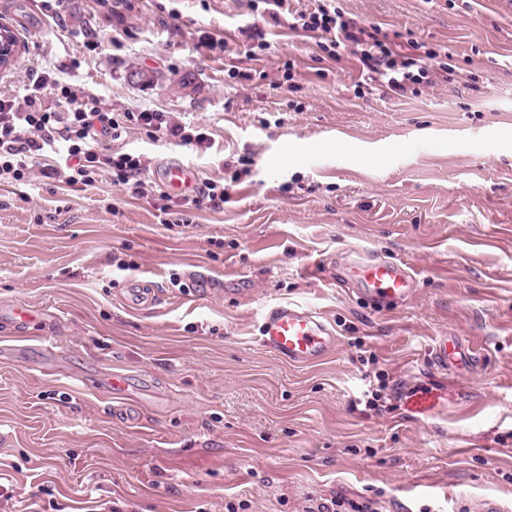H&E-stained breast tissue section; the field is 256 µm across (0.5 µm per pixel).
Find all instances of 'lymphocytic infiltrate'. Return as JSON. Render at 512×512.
<instances>
[{
	"label": "lymphocytic infiltrate",
	"instance_id": "f902f5d3",
	"mask_svg": "<svg viewBox=\"0 0 512 512\" xmlns=\"http://www.w3.org/2000/svg\"><path fill=\"white\" fill-rule=\"evenodd\" d=\"M249 2L262 17L287 20L289 29L317 38L331 59H339L340 47H349L370 79L394 95L419 92L448 74L447 54L417 43L410 52H401L380 26L348 17L339 0H309L300 9L292 8L290 0ZM48 90L54 95L50 105L44 100ZM133 127L145 130L155 143L169 141L195 150L213 145L204 128L173 121L168 113L112 112L95 94L44 74L35 76L23 99L0 97V180L21 182L37 170L70 186H91L108 176L132 196H147L144 154L110 147Z\"/></svg>",
	"mask_w": 512,
	"mask_h": 512
}]
</instances>
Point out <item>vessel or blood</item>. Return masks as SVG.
<instances>
[{"mask_svg":"<svg viewBox=\"0 0 512 512\" xmlns=\"http://www.w3.org/2000/svg\"><path fill=\"white\" fill-rule=\"evenodd\" d=\"M192 185L189 166L177 161L165 171V186L175 192ZM348 272L361 286L364 296L376 304L408 299L414 278L408 268L398 262L369 255L349 264ZM37 317L24 305L0 308V324L15 332H23ZM337 337L326 319L313 309L295 304L269 308L260 325L261 345L291 364L314 363L326 358L336 348ZM434 363L441 368L454 366L461 360L460 347L448 339H440L433 353Z\"/></svg>","mask_w":512,"mask_h":512,"instance_id":"obj_1","label":"vessel or blood"}]
</instances>
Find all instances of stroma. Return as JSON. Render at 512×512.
I'll list each match as a JSON object with an SVG mask.
<instances>
[{"label": "stroma", "instance_id": "stroma-1", "mask_svg": "<svg viewBox=\"0 0 512 512\" xmlns=\"http://www.w3.org/2000/svg\"><path fill=\"white\" fill-rule=\"evenodd\" d=\"M342 6L448 52L447 81L404 97L361 84L353 56L247 0H66L60 27L42 0L1 14L21 50L0 95L44 72L112 111L204 127L207 150L137 128L118 146L147 156L153 190L181 160L230 197L164 224L154 198L107 178L0 184V306L45 314L27 337L0 333V512H308L333 497L341 512H512V0ZM251 26L270 44L254 57ZM288 62L289 92L273 86ZM364 249L407 264L409 300L378 308L333 275ZM279 304L323 314L335 352L294 365L264 349ZM442 336L479 361L434 366ZM115 372L134 381L118 401Z\"/></svg>", "mask_w": 512, "mask_h": 512}]
</instances>
